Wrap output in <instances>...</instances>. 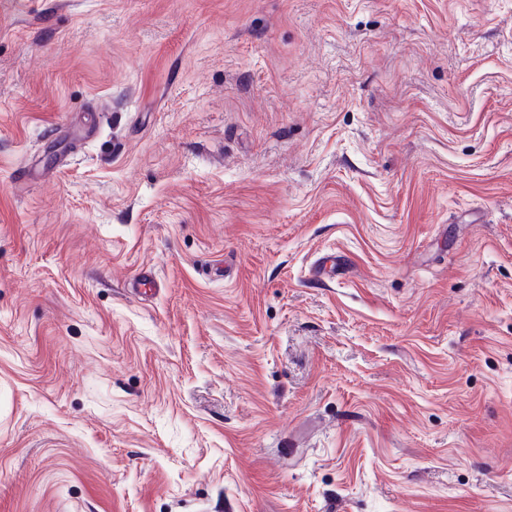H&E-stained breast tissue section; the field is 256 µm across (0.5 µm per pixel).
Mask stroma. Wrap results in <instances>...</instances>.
Returning <instances> with one entry per match:
<instances>
[{
	"label": "stroma",
	"instance_id": "obj_1",
	"mask_svg": "<svg viewBox=\"0 0 512 512\" xmlns=\"http://www.w3.org/2000/svg\"><path fill=\"white\" fill-rule=\"evenodd\" d=\"M0 512H512V0H0Z\"/></svg>",
	"mask_w": 512,
	"mask_h": 512
}]
</instances>
